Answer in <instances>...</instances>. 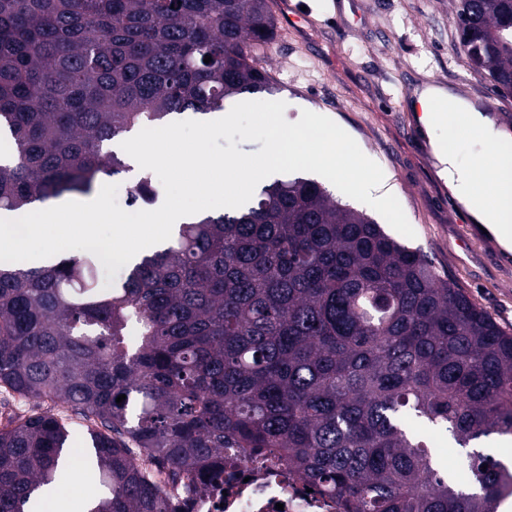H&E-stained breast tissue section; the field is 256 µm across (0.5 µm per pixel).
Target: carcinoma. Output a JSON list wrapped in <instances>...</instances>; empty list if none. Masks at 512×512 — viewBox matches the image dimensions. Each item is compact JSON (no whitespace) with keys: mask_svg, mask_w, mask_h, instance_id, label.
Segmentation results:
<instances>
[{"mask_svg":"<svg viewBox=\"0 0 512 512\" xmlns=\"http://www.w3.org/2000/svg\"><path fill=\"white\" fill-rule=\"evenodd\" d=\"M455 9L468 64L511 95L512 0ZM274 28L268 0H0V217L129 172L113 146L135 131L271 91L256 60ZM153 194L142 177L128 205ZM98 265L0 264V389L41 408L0 427V512L66 476L75 419L103 487L89 512H175L170 488H204L226 448L274 456L343 512L512 497L502 461L468 454L464 490L409 427L462 448L512 436V334L318 182L179 225L108 288Z\"/></svg>","mask_w":512,"mask_h":512,"instance_id":"carcinoma-1","label":"carcinoma"}]
</instances>
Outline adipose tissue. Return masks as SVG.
<instances>
[{
    "label": "adipose tissue",
    "instance_id": "ef3b65f1",
    "mask_svg": "<svg viewBox=\"0 0 512 512\" xmlns=\"http://www.w3.org/2000/svg\"><path fill=\"white\" fill-rule=\"evenodd\" d=\"M418 97L428 104L423 113L426 123L454 121L457 113H466L470 127L478 134H490L494 124L476 104L446 92L438 86L423 87ZM434 152L456 195L481 223L489 225L507 245H512V161L502 160L490 173L462 172L455 168L443 146Z\"/></svg>",
    "mask_w": 512,
    "mask_h": 512
}]
</instances>
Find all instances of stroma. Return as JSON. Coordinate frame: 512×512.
Returning <instances> with one entry per match:
<instances>
[{"instance_id":"obj_1","label":"stroma","mask_w":512,"mask_h":512,"mask_svg":"<svg viewBox=\"0 0 512 512\" xmlns=\"http://www.w3.org/2000/svg\"><path fill=\"white\" fill-rule=\"evenodd\" d=\"M276 37L258 58L273 87L269 98L285 102V117L302 110L329 113L334 122L384 172L380 193L396 196L420 249L482 309L512 333V249L483 232L440 173L432 146L444 144L461 170L491 171L512 157V94L501 96L470 68L462 51L452 0H309L311 15L285 20L278 0ZM426 84L446 86L475 101L493 119L498 139L457 127H422L408 94ZM441 468L457 481L467 477V458L449 433L419 420Z\"/></svg>"}]
</instances>
